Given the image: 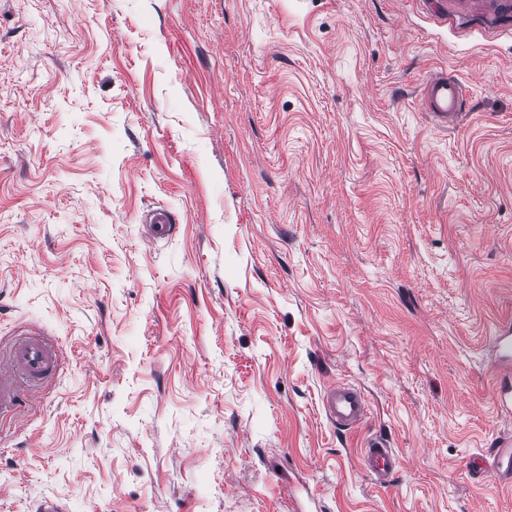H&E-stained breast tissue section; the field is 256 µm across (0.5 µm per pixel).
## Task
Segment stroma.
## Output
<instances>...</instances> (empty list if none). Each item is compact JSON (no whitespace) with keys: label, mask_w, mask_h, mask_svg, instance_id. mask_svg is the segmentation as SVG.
Listing matches in <instances>:
<instances>
[{"label":"stroma","mask_w":512,"mask_h":512,"mask_svg":"<svg viewBox=\"0 0 512 512\" xmlns=\"http://www.w3.org/2000/svg\"><path fill=\"white\" fill-rule=\"evenodd\" d=\"M510 317L512 0H0V512H512ZM465 90L444 72L434 74L426 83L421 102L425 112L441 127L453 126L462 114ZM145 224H148L151 236L156 239L169 237L171 232L172 215L164 208L149 211L145 215ZM500 361V373L496 381L495 400L499 406H512V326L503 323L494 331L493 339ZM61 361L59 344L38 333L21 332L1 350L0 414L12 415L22 397L54 379ZM324 406L329 417L339 427L351 428L365 418L368 406L362 393L348 385L338 384L327 390ZM488 457L481 458L478 464L490 469L500 482L511 485L512 474V437H499ZM363 462L367 470L375 476L377 483L386 485L395 473L397 459L384 442L375 441L369 448H365Z\"/></svg>","instance_id":"obj_1"}]
</instances>
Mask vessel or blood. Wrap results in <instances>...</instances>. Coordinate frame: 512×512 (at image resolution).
Returning <instances> with one entry per match:
<instances>
[{
    "label": "vessel or blood",
    "mask_w": 512,
    "mask_h": 512,
    "mask_svg": "<svg viewBox=\"0 0 512 512\" xmlns=\"http://www.w3.org/2000/svg\"><path fill=\"white\" fill-rule=\"evenodd\" d=\"M465 90L455 79L439 72L426 83L421 102L424 111L441 127L454 125L461 113ZM152 237L164 239L171 232L172 215L164 208L149 211L144 219ZM500 361L496 381L497 405L512 406V324L503 323L494 332ZM61 361L59 344L46 336L22 332L10 342L0 357V414L8 416L18 408L25 394L41 389L54 379ZM324 406L337 426L350 428L365 418L368 406L362 393L347 384L329 388ZM363 462L378 484H388L395 472L397 459L384 442L366 448ZM481 466L490 469L502 483L512 482V437L497 438Z\"/></svg>",
    "instance_id": "1"
}]
</instances>
